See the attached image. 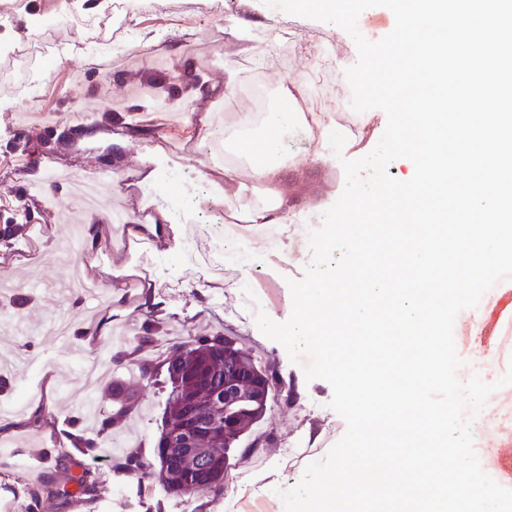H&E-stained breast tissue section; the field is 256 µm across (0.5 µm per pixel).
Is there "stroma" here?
I'll use <instances>...</instances> for the list:
<instances>
[{"instance_id":"35a3bbf8","label":"stroma","mask_w":512,"mask_h":512,"mask_svg":"<svg viewBox=\"0 0 512 512\" xmlns=\"http://www.w3.org/2000/svg\"><path fill=\"white\" fill-rule=\"evenodd\" d=\"M126 6V24L114 22L117 2ZM67 10L94 20L93 27L63 23L45 29L40 17ZM250 23L245 39L231 34L237 17ZM279 31L271 42L270 31ZM330 37L335 49L321 84L309 75L317 41ZM0 41L13 57L0 58V225L14 220L21 231L11 245L0 243V276L14 289L0 294V309L20 320L17 337L0 335V403L12 401L27 385L43 388L40 401L19 413L0 415V512H285L277 488L290 487L311 462L326 456L345 434L344 419L329 408L330 384L306 380L301 365L256 326L257 313L286 321L292 312L289 280L302 279L311 262L308 233L321 226V212L345 187L342 159H359L379 142L385 113L355 112L345 76L358 60L356 45L336 25L290 15L252 0H0ZM239 73L241 98L224 99V66ZM317 96L312 109L327 130L346 138L341 157L313 159L308 127H288L284 152L299 158L289 168L293 196L313 198L316 209H297L279 245L263 246V229L234 225V249L224 264L208 267L202 255L221 241L205 233L224 203L209 198L199 177L207 170L198 147L211 129L224 130V151L235 155L241 137L231 115L253 107L252 90L262 86L266 109L275 108L281 90L293 80ZM176 166L149 189L138 185L142 165L157 167L160 154ZM120 177L112 203L132 211L142 193L167 207L170 224L160 236L121 242L118 226L97 217L84 226L83 250L93 271L130 263L127 275L103 283V297L90 305L66 293L70 271L59 257L66 229L57 222L58 205L68 204L65 188L50 201L25 198L27 184L50 170ZM58 317L68 319L71 335L61 344L49 332ZM148 344H140V337ZM233 337L255 351L267 367L275 397L257 437L232 452L223 492L204 490L191 497L166 492L142 467L156 463V440L169 385L162 366L180 342ZM454 340L465 365L461 378L484 367L506 373L512 366V315L490 323L483 338L492 350L483 363L467 326L455 324ZM111 343L115 354L97 394L102 418L120 402L135 405L119 427L87 423L73 403L77 389L73 349ZM149 377H139L140 367ZM473 446L483 470L500 486L512 487V429L486 412L471 421ZM94 471L112 484V497L100 491L77 498L75 477ZM54 495H45V488Z\"/></svg>"}]
</instances>
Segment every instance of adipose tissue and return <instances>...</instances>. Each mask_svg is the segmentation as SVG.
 Segmentation results:
<instances>
[{"mask_svg":"<svg viewBox=\"0 0 512 512\" xmlns=\"http://www.w3.org/2000/svg\"><path fill=\"white\" fill-rule=\"evenodd\" d=\"M303 92L304 87L299 83L284 90L285 105L278 111L265 113L263 119H256L251 112L237 114L236 123L240 127H251L258 120L264 125L260 136L244 140L239 145L240 150L254 156L255 161L247 176H240L235 168L228 166L224 169L223 182H212L208 185L212 195L223 198L226 209L242 213L245 223L260 225L273 234L286 230L295 215L293 199L281 190L286 173L282 160V133L294 120V115L287 106L288 101L294 100ZM252 182L266 186L274 196L273 202L262 207L247 205L246 191Z\"/></svg>","mask_w":512,"mask_h":512,"instance_id":"adipose-tissue-1","label":"adipose tissue"}]
</instances>
